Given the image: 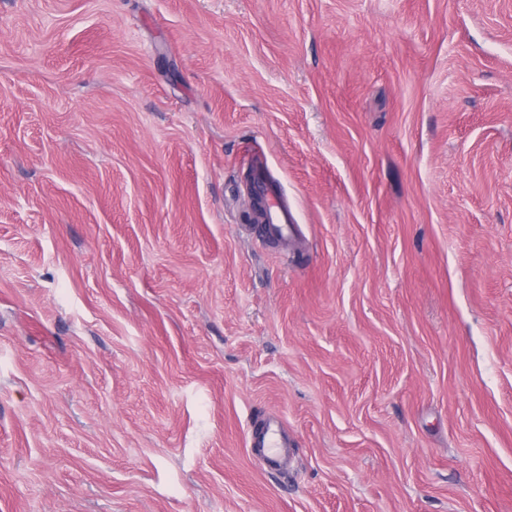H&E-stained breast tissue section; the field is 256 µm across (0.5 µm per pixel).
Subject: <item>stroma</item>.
Listing matches in <instances>:
<instances>
[{"mask_svg": "<svg viewBox=\"0 0 512 512\" xmlns=\"http://www.w3.org/2000/svg\"><path fill=\"white\" fill-rule=\"evenodd\" d=\"M0 512H512V0H0ZM267 222L271 224L275 231L283 238L286 239L293 235V215L278 199L274 201L271 200V202L268 203ZM247 447L264 461V466L270 470H276L279 466L280 459L288 457L291 454V448L282 439L280 435L279 424L271 422L248 437Z\"/></svg>", "mask_w": 512, "mask_h": 512, "instance_id": "stroma-1", "label": "stroma"}]
</instances>
